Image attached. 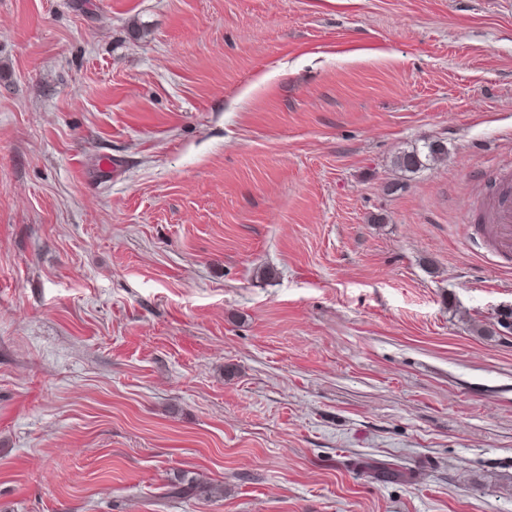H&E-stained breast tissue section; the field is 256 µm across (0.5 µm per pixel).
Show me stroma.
Wrapping results in <instances>:
<instances>
[{"label":"stroma","instance_id":"1","mask_svg":"<svg viewBox=\"0 0 512 512\" xmlns=\"http://www.w3.org/2000/svg\"><path fill=\"white\" fill-rule=\"evenodd\" d=\"M506 168L512 0H0V512H512ZM446 152L439 141L424 142L422 146H411L400 151L394 160V166L404 173H416L426 168ZM492 193L493 197L483 204L492 224L488 236L497 247V252L512 254V192L507 186L496 185ZM213 488L201 485L195 477L182 474L171 483L168 497L173 499H186L201 495H211Z\"/></svg>","mask_w":512,"mask_h":512}]
</instances>
